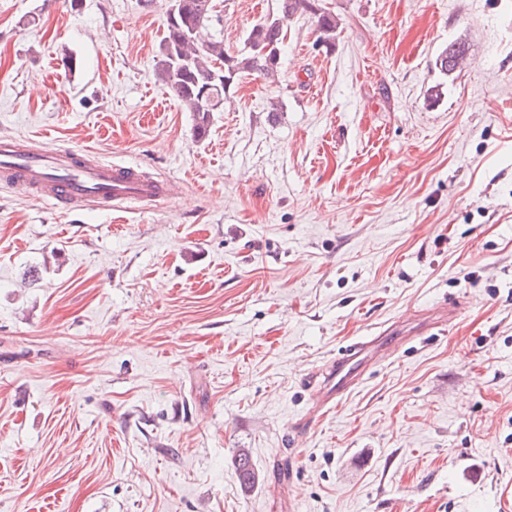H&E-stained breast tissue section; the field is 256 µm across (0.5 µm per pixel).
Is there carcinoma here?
I'll return each instance as SVG.
<instances>
[{"label": "carcinoma", "instance_id": "cac0c4a2", "mask_svg": "<svg viewBox=\"0 0 512 512\" xmlns=\"http://www.w3.org/2000/svg\"><path fill=\"white\" fill-rule=\"evenodd\" d=\"M185 15L177 23L167 24L160 44L162 56L161 76L165 84L193 112L196 134L208 130L213 113L224 106V94L233 80L241 75H272L280 67L285 33L284 21L293 15L309 11L317 15L322 39L328 41L336 33V17L319 3V0H279V12L255 25L248 33L245 47L231 55L224 51V42L187 40L184 32H196L209 22L211 11L203 10L201 0H181ZM467 52L466 43H448L437 65L448 75L455 73ZM213 86L215 98L201 96L204 85ZM235 468L241 486L249 490L258 481L251 457L240 450L235 458Z\"/></svg>", "mask_w": 512, "mask_h": 512}]
</instances>
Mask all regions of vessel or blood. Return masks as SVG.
Here are the masks:
<instances>
[{"mask_svg": "<svg viewBox=\"0 0 512 512\" xmlns=\"http://www.w3.org/2000/svg\"><path fill=\"white\" fill-rule=\"evenodd\" d=\"M0 183L81 211L101 206L122 211L132 203L146 207L177 196L180 189L173 181L145 176L134 165L102 162L88 152L45 149L34 139L2 134ZM371 342V337L364 336L337 353L329 374L336 386L319 395V407H327L361 382V355Z\"/></svg>", "mask_w": 512, "mask_h": 512, "instance_id": "obj_1", "label": "vessel or blood"}]
</instances>
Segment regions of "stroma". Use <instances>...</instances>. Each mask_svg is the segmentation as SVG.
<instances>
[{
	"mask_svg": "<svg viewBox=\"0 0 512 512\" xmlns=\"http://www.w3.org/2000/svg\"><path fill=\"white\" fill-rule=\"evenodd\" d=\"M216 2L231 54L278 7ZM323 4L334 38L295 14L200 139L160 77L171 0H0V131L182 187L0 186V512H512V0ZM467 50L465 41L450 42L437 58L436 64L439 65L442 72L452 75L460 67V61L464 58ZM380 336H364L343 347L333 361L328 382L336 379V390L327 389L326 394L318 396L319 411L332 403V400L350 392L362 381L361 355L368 346ZM327 382V384H328ZM235 468L241 486L246 491L254 487L258 481V476L254 470L249 453L244 449L240 450L235 458Z\"/></svg>",
	"mask_w": 512,
	"mask_h": 512,
	"instance_id": "stroma-1",
	"label": "stroma"
}]
</instances>
